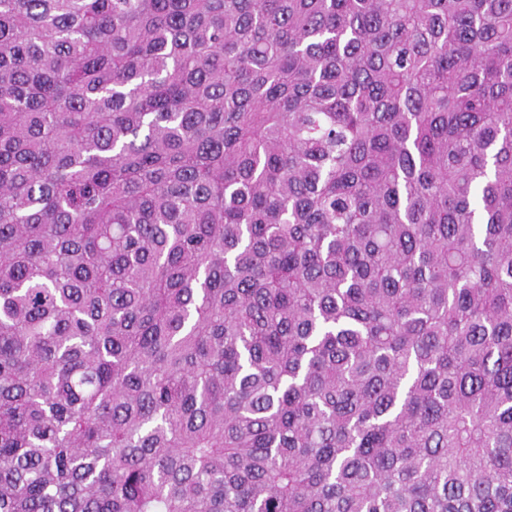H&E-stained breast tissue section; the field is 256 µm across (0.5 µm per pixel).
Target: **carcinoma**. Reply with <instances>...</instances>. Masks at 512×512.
<instances>
[{
    "label": "carcinoma",
    "instance_id": "obj_1",
    "mask_svg": "<svg viewBox=\"0 0 512 512\" xmlns=\"http://www.w3.org/2000/svg\"><path fill=\"white\" fill-rule=\"evenodd\" d=\"M0 512H512V0H0Z\"/></svg>",
    "mask_w": 512,
    "mask_h": 512
}]
</instances>
